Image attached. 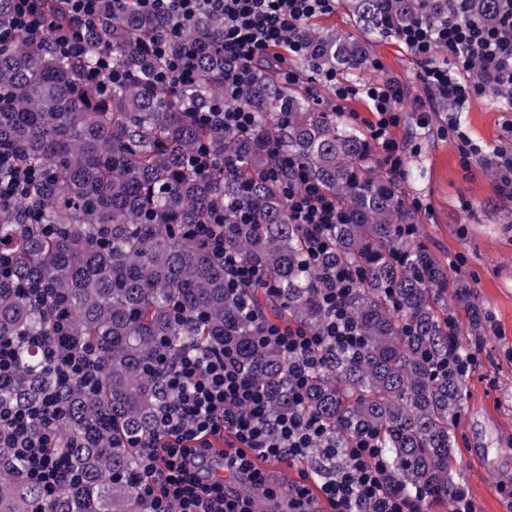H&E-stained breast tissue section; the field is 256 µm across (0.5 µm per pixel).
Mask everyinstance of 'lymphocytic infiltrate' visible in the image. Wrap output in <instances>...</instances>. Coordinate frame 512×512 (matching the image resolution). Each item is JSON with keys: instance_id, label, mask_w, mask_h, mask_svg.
Masks as SVG:
<instances>
[{"instance_id": "f902f5d3", "label": "lymphocytic infiltrate", "mask_w": 512, "mask_h": 512, "mask_svg": "<svg viewBox=\"0 0 512 512\" xmlns=\"http://www.w3.org/2000/svg\"><path fill=\"white\" fill-rule=\"evenodd\" d=\"M64 23L57 25L51 44L66 58L80 56L85 36L95 28L104 10L150 14L173 28H183L202 15L224 20V53L236 68L225 80L245 85L253 66L281 64L285 83H306L312 98L321 86L333 93L336 112L349 100L365 101L369 112L364 125L380 149V163L393 176L404 171L407 144L394 131L405 121L402 87L391 80L356 83L327 73L304 77L296 67L307 42L302 28L309 21L332 13L336 0H61ZM496 20L488 24L470 13V0H448L439 24L417 23L398 34L399 42L420 65L424 90L461 110L472 100L503 90L512 91V0H496ZM448 52L441 60L440 52ZM291 172L283 183L291 223L304 233L307 263L319 264L334 243L341 212L334 197L312 181L304 166L289 161ZM201 237L224 265V280L245 318L256 317L251 289L267 286L264 268L244 259L211 234ZM358 284L351 265L324 270L319 290L324 324L313 331L282 320L261 318L255 340L276 348L288 362L286 382L294 397H301L311 376L325 362L326 349L341 353L357 349L361 334L350 312ZM36 343L43 357L44 382L32 395L21 396L18 341L0 337V447L10 449L23 465L26 478L39 484L45 500H52L72 479L73 466L60 435L66 415L64 388L79 380L86 389L98 382L99 355L95 348L67 346L63 337L40 336ZM160 363L171 397L158 413L154 434L138 439L137 496L147 512H254L252 502L228 500L224 485L209 481L205 464L211 454L208 435L229 431L236 451L224 458L225 469L250 480L264 496L276 491L256 468L257 458L297 460L313 458L288 490L290 512H310L312 489H319L335 512H417L418 505L403 492L387 486L388 465L377 440L363 435L350 447L337 448L320 420L297 411L275 414L268 395L237 348H190Z\"/></svg>"}]
</instances>
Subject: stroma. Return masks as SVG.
<instances>
[{
    "label": "stroma",
    "instance_id": "stroma-1",
    "mask_svg": "<svg viewBox=\"0 0 512 512\" xmlns=\"http://www.w3.org/2000/svg\"><path fill=\"white\" fill-rule=\"evenodd\" d=\"M370 49L379 68L352 73V80H395L406 90L401 103L406 122L395 137L411 143L400 183L408 198L420 203L415 238L442 261L464 255L461 271L448 277L466 279L488 316L480 339L481 364L466 380L455 429V467L478 512H507L505 488L512 484V201L502 198L488 153L505 138L512 105L491 94L453 114L425 93L419 65L397 39L372 40ZM418 105L431 112L424 129L415 124ZM455 115L485 151L467 169L442 133Z\"/></svg>",
    "mask_w": 512,
    "mask_h": 512
}]
</instances>
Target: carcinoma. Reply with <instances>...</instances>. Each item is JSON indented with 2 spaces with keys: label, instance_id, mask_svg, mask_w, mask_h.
<instances>
[{
  "label": "carcinoma",
  "instance_id": "1",
  "mask_svg": "<svg viewBox=\"0 0 512 512\" xmlns=\"http://www.w3.org/2000/svg\"><path fill=\"white\" fill-rule=\"evenodd\" d=\"M12 0H0V153L36 172L0 205V336H43L63 327L71 345L100 354L96 391L78 381L65 391L62 431L79 478L64 485L49 512H144L132 475L133 442L156 430L168 398L158 360L185 347L229 341L270 393L273 410L313 415L340 434L347 448L375 436L388 459V482L420 506L464 494L453 475L454 427L466 376L437 362L462 337L483 335L486 314L463 279L411 243L402 225L412 209L390 176L378 173L373 144L354 127L314 107L264 64L232 103L257 113L245 134L198 124L196 113L224 97V20L204 15L173 32L150 16L107 14L86 35V53L53 52L51 31L14 30ZM354 25L376 39L434 22L442 0H343ZM307 64L317 71L368 68L362 41L303 31ZM166 40L169 58L152 52ZM197 48L190 82H158L169 59ZM125 72L112 82L101 54ZM273 134L283 160L304 165L336 197V225L323 264H351L360 281L351 309L363 336L349 354L325 352L301 402L284 382L287 364L254 343L224 282V266L195 239L196 224H214L224 241L266 270L273 291L256 295L257 309L309 329L321 326L319 272L305 262L303 233L288 221L281 180L261 144ZM33 281L51 303H33L17 285ZM454 307H442L446 292ZM28 384L41 381V355L19 345ZM22 464L0 447V512H34L41 488L24 480Z\"/></svg>",
  "mask_w": 512,
  "mask_h": 512
}]
</instances>
